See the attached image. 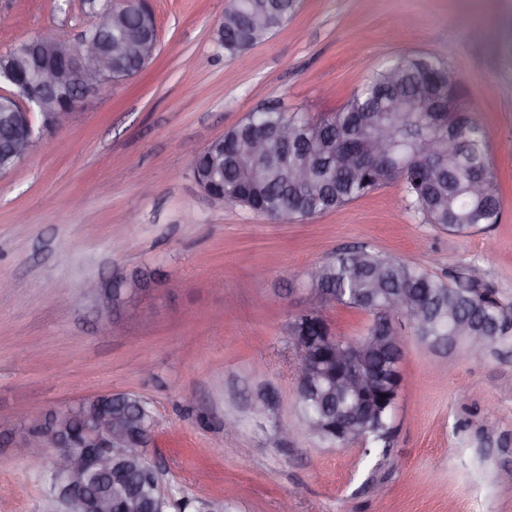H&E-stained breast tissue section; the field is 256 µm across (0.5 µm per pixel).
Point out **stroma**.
Listing matches in <instances>:
<instances>
[{"mask_svg":"<svg viewBox=\"0 0 512 512\" xmlns=\"http://www.w3.org/2000/svg\"><path fill=\"white\" fill-rule=\"evenodd\" d=\"M229 2L150 0L156 61L87 98L0 176V512L58 510L53 448L40 439L19 455L14 433L111 393L137 395L157 420L147 458L166 512H196L200 497L226 512H512V341L475 358L400 326L388 442L336 444L300 420L288 335L311 271L352 246L445 280L478 265L512 302V0H300L238 59L215 44ZM89 11L85 0H0V52L76 36ZM418 52L455 72L461 106L487 129L499 223L448 233L406 211L391 184L277 224L211 202L195 182L186 145L204 149L263 104L337 111L373 68ZM133 272L152 280L135 305L111 313L83 291ZM320 311L346 341L372 320Z\"/></svg>","mask_w":512,"mask_h":512,"instance_id":"obj_1","label":"stroma"}]
</instances>
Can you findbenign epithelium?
I'll use <instances>...</instances> for the list:
<instances>
[{"instance_id":"7a95c632","label":"benign epithelium","mask_w":512,"mask_h":512,"mask_svg":"<svg viewBox=\"0 0 512 512\" xmlns=\"http://www.w3.org/2000/svg\"><path fill=\"white\" fill-rule=\"evenodd\" d=\"M91 26L99 32L98 38L44 39L30 47L26 67L0 70V98L13 100L18 108L15 131L0 151V172L11 171L35 153L45 133L64 129L85 99L116 81L113 70L129 74L135 68L133 43L123 34L112 36L120 29L118 15L94 8ZM193 177L212 201L224 202V195L210 187V175L195 170ZM145 288L146 284L132 275L115 277L108 283L90 280L85 293L110 308L114 302L124 304L137 297ZM404 310L412 318L418 316L409 299H397L394 308L383 310L362 339L345 342L335 336L325 337L336 342L334 383L338 391L379 389L392 374L401 372L404 344L395 320ZM315 345L316 341L306 336L297 339V351L302 356L299 389L313 387L319 381L318 364L307 359ZM375 349L393 350L395 361L377 370L366 368L365 354ZM121 408L118 404L109 413L80 412L72 404L52 413L45 426L38 429L39 436L57 451L51 485L66 512H112L114 496L125 498L128 512H140L137 490L127 482L114 479L109 490L95 491L89 486L90 475L111 474L118 463L137 456L136 447L129 441L128 420L118 415ZM351 428L350 410L336 408L331 429L337 440L346 441Z\"/></svg>"}]
</instances>
